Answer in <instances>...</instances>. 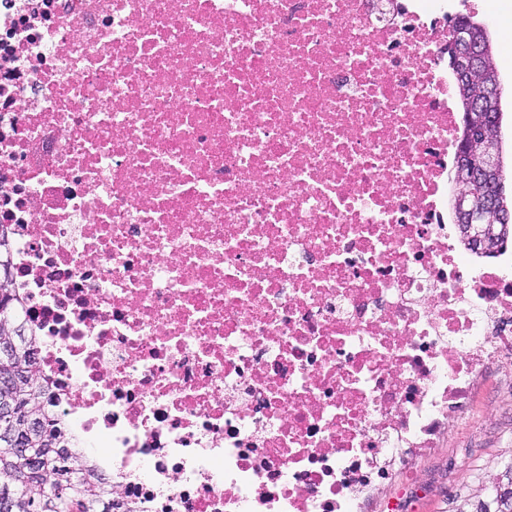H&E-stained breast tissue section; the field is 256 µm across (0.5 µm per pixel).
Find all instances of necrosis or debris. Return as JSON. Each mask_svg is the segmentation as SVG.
Here are the masks:
<instances>
[{"mask_svg": "<svg viewBox=\"0 0 512 512\" xmlns=\"http://www.w3.org/2000/svg\"><path fill=\"white\" fill-rule=\"evenodd\" d=\"M447 55L446 0H0V224L112 512H363L512 356Z\"/></svg>", "mask_w": 512, "mask_h": 512, "instance_id": "obj_1", "label": "necrosis or debris"}]
</instances>
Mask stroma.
Listing matches in <instances>:
<instances>
[{
	"label": "stroma",
	"instance_id": "obj_1",
	"mask_svg": "<svg viewBox=\"0 0 512 512\" xmlns=\"http://www.w3.org/2000/svg\"><path fill=\"white\" fill-rule=\"evenodd\" d=\"M486 22L494 43L512 37V0H448L449 17ZM502 88L501 141L505 194L512 204V56H496ZM512 465V358L497 364L479 388L467 419L442 448L417 464L414 479H399L369 512H470L472 498Z\"/></svg>",
	"mask_w": 512,
	"mask_h": 512
}]
</instances>
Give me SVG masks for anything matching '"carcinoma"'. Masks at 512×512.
Here are the masks:
<instances>
[{
  "mask_svg": "<svg viewBox=\"0 0 512 512\" xmlns=\"http://www.w3.org/2000/svg\"><path fill=\"white\" fill-rule=\"evenodd\" d=\"M471 48L458 40L448 43L450 66L457 74L461 110L474 109L473 94L462 65L453 59L466 56ZM8 243L0 232V345L13 336L19 325L18 297L12 288L7 259ZM35 339L20 325V341L13 361L0 360V402L7 400L21 411L15 425L26 448L20 450L0 436V512H112V495L107 482L90 481L85 474L86 458L72 444V432L50 411L52 405L46 385L35 373ZM22 366L27 376L11 383V370ZM473 512H512V495H495L492 502L477 501Z\"/></svg>",
  "mask_w": 512,
  "mask_h": 512,
  "instance_id": "cac0c4a2",
  "label": "carcinoma"
}]
</instances>
